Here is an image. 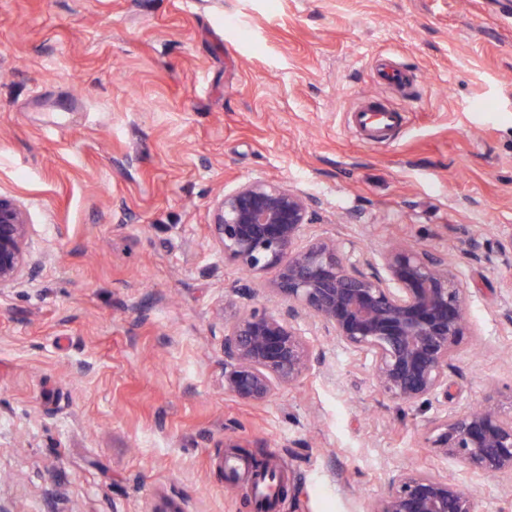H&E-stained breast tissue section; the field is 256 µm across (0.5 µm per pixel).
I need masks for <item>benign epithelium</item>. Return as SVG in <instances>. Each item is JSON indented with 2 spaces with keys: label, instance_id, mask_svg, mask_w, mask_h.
I'll return each mask as SVG.
<instances>
[{
  "label": "benign epithelium",
  "instance_id": "obj_1",
  "mask_svg": "<svg viewBox=\"0 0 512 512\" xmlns=\"http://www.w3.org/2000/svg\"><path fill=\"white\" fill-rule=\"evenodd\" d=\"M312 200L286 183L256 180L213 202L211 240L239 269L274 272L268 291L288 301L284 314L253 307L224 326V390L255 404L292 387L315 360L296 327L315 318L329 335L371 362L378 392L414 404L448 394V366L465 337L467 289L448 257L396 244L380 260L352 259L346 243L312 236ZM30 219L13 196L0 193V292L30 269ZM479 261L512 263V235ZM426 440L439 454L479 478L512 483V414L489 398L480 407L433 419ZM371 512H476L471 495L446 476L404 468L389 476Z\"/></svg>",
  "mask_w": 512,
  "mask_h": 512
}]
</instances>
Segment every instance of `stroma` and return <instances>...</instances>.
Wrapping results in <instances>:
<instances>
[{
	"label": "stroma",
	"mask_w": 512,
	"mask_h": 512,
	"mask_svg": "<svg viewBox=\"0 0 512 512\" xmlns=\"http://www.w3.org/2000/svg\"><path fill=\"white\" fill-rule=\"evenodd\" d=\"M504 0H0V192L30 221L32 272L0 294V505L8 512H257L226 478L249 444L294 487L271 512H369L403 467L476 512L512 486L425 445L429 422L512 410V21ZM407 70L377 83L378 55ZM417 99L363 142V97ZM251 180L315 203L308 234L353 256L447 255L477 330L448 394L406 405L370 362L299 327L316 358L255 405L224 390V320L286 310L225 260L212 203Z\"/></svg>",
	"instance_id": "35a3bbf8"
}]
</instances>
